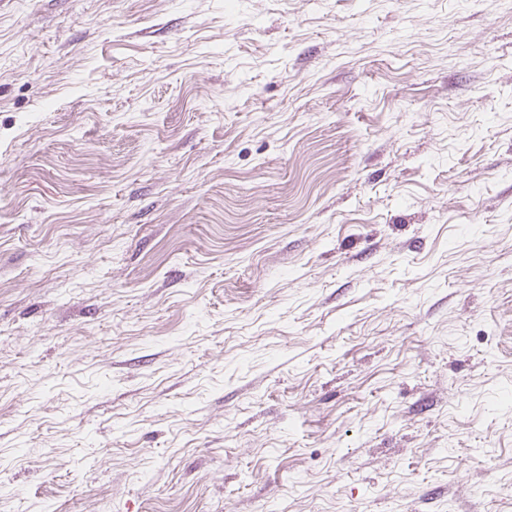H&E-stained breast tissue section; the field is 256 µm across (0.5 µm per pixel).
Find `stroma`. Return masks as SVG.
<instances>
[{
	"instance_id": "35a3bbf8",
	"label": "stroma",
	"mask_w": 512,
	"mask_h": 512,
	"mask_svg": "<svg viewBox=\"0 0 512 512\" xmlns=\"http://www.w3.org/2000/svg\"><path fill=\"white\" fill-rule=\"evenodd\" d=\"M0 512H512V0H0Z\"/></svg>"
}]
</instances>
